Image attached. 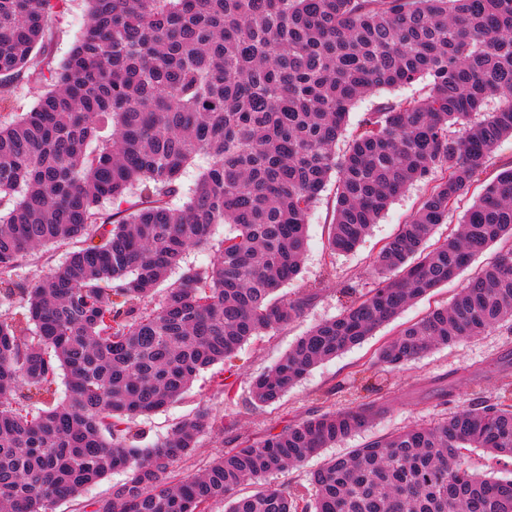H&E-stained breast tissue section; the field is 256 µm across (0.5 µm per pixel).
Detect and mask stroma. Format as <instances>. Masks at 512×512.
<instances>
[{
    "label": "stroma",
    "mask_w": 512,
    "mask_h": 512,
    "mask_svg": "<svg viewBox=\"0 0 512 512\" xmlns=\"http://www.w3.org/2000/svg\"><path fill=\"white\" fill-rule=\"evenodd\" d=\"M86 15L84 0H69L64 14L52 18L54 38L47 52L62 61L83 31ZM427 187L417 183L397 198L374 224L370 234L351 253L329 256L327 226L332 220L334 186H326L319 202L308 216V250L299 278L282 293L289 298L312 294L304 314L287 326L245 344L219 369L200 373L183 397L164 411L141 417L132 424L140 447L149 448L163 439L179 422L199 409H210L223 424L203 433L191 456L173 467V477L199 472L216 454L238 447L243 440L257 441L268 433L281 431L295 420L323 411L358 403L365 391L358 370L372 362L376 350L393 338L399 325L417 321L431 308L446 305L466 282L458 276L433 294L406 307L395 322L376 329L373 336L336 358L312 369L277 402L261 405L251 394L257 376L273 367L299 336L312 325L338 316L342 311L344 288L373 285L371 265L379 248L418 208ZM230 374L234 395L225 398L211 384L215 372ZM512 389V323H505L481 336L434 349L386 376L382 396L387 411L366 428L325 449L303 467L273 475V484L291 490L307 487V474L330 458L348 454L366 442L397 429L438 420L469 404L475 393L493 396L500 388Z\"/></svg>",
    "instance_id": "35a3bbf8"
}]
</instances>
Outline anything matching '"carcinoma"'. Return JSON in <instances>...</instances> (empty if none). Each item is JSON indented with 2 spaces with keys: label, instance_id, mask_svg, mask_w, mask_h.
I'll return each instance as SVG.
<instances>
[{
  "label": "carcinoma",
  "instance_id": "carcinoma-1",
  "mask_svg": "<svg viewBox=\"0 0 512 512\" xmlns=\"http://www.w3.org/2000/svg\"><path fill=\"white\" fill-rule=\"evenodd\" d=\"M67 2L0 0V111L21 80L43 88L0 127V305L15 308L0 317V512H55L113 472L124 479L91 512H208L216 500L225 512H512V479L472 470L463 453L512 457V390L329 460L308 475L309 503L267 478L385 413L381 398L297 420L176 482L171 467L217 416L202 409L151 448L131 434L201 370L304 313L314 294L278 292L301 273L330 179L332 254L354 250L412 184L428 190L377 253L373 288L345 289L341 314L254 380L258 403L512 240L510 163L426 247L512 138V0H87L80 38L54 65L49 22ZM423 78L420 95L377 104L337 151L358 99ZM199 157L207 167L173 206ZM216 224L231 232L213 245ZM48 245L64 260L17 281ZM209 245V263L150 306L186 251ZM505 321L512 245L373 365L390 372ZM246 482L263 486L238 495Z\"/></svg>",
  "mask_w": 512,
  "mask_h": 512
}]
</instances>
